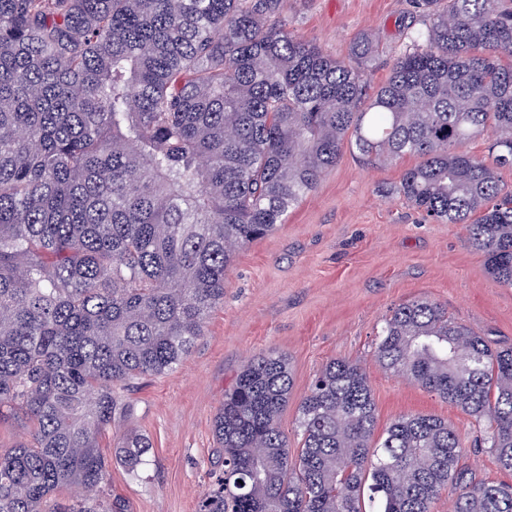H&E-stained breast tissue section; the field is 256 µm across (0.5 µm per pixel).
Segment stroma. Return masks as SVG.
<instances>
[{
	"instance_id": "1",
	"label": "stroma",
	"mask_w": 512,
	"mask_h": 512,
	"mask_svg": "<svg viewBox=\"0 0 512 512\" xmlns=\"http://www.w3.org/2000/svg\"><path fill=\"white\" fill-rule=\"evenodd\" d=\"M286 17L288 31L343 61L359 33H374L377 49L366 72L373 88L386 81L410 34L427 26L412 0H287ZM415 163L405 157L379 168L344 150L285 224L237 253L224 303L211 313L204 336L172 371L130 387V410L102 440L111 460L108 489L131 512H196L217 466L213 419L224 392L249 359L270 352L288 355L294 371L280 415L291 450L301 446V397L328 361L344 358L366 372L379 427L403 414L444 418L477 476L512 481L489 453L475 450L471 417L385 372L373 356L391 308L420 299L512 346V288L491 279L464 225L434 222L394 193L402 171ZM127 433L152 442L151 463L137 477L112 460Z\"/></svg>"
}]
</instances>
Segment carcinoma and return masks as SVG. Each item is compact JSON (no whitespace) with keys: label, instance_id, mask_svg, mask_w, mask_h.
I'll return each mask as SVG.
<instances>
[{"label":"carcinoma","instance_id":"obj_1","mask_svg":"<svg viewBox=\"0 0 512 512\" xmlns=\"http://www.w3.org/2000/svg\"><path fill=\"white\" fill-rule=\"evenodd\" d=\"M286 0H0V512H128L106 487L119 389L175 368L224 304L237 251L284 223L344 147L429 219L464 224L512 288V0H416L428 27L369 91L376 38L345 62L281 24ZM490 140L489 158L467 145ZM382 369L482 426L512 472V347L414 300L383 319ZM288 358L249 360L214 418L221 470L197 512H512L436 415L377 431L364 370L332 359L279 417ZM152 444L127 434L138 476ZM63 487L74 490L58 499ZM28 429L20 421L10 417L0 422V449L12 448L26 438Z\"/></svg>","mask_w":512,"mask_h":512}]
</instances>
